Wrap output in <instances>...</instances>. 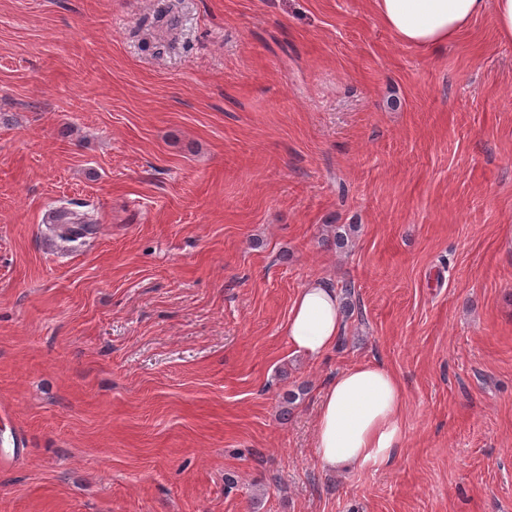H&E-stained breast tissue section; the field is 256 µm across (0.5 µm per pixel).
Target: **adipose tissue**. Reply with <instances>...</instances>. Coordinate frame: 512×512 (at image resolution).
Instances as JSON below:
<instances>
[{
    "mask_svg": "<svg viewBox=\"0 0 512 512\" xmlns=\"http://www.w3.org/2000/svg\"><path fill=\"white\" fill-rule=\"evenodd\" d=\"M379 22L404 45L431 51L454 42L493 10L501 42L512 43V0H372ZM343 328L341 297L315 279L294 299L286 336L294 352L316 359L331 351ZM405 412L398 376L379 364L339 371L324 389L315 420V446L330 470L388 466L403 444Z\"/></svg>",
    "mask_w": 512,
    "mask_h": 512,
    "instance_id": "obj_1",
    "label": "adipose tissue"
}]
</instances>
